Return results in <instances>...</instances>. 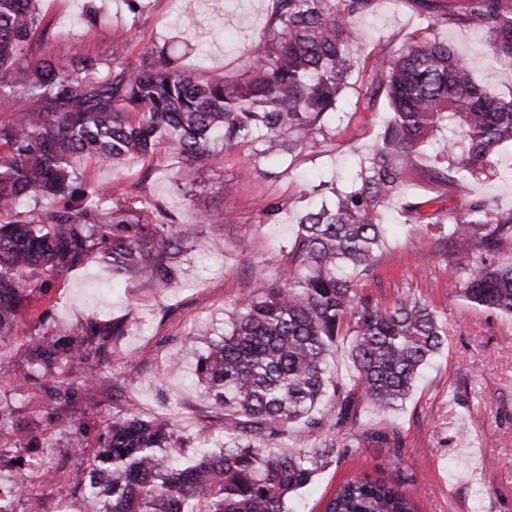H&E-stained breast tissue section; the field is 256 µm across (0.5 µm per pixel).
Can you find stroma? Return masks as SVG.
I'll list each match as a JSON object with an SVG mask.
<instances>
[{
    "label": "stroma",
    "instance_id": "obj_1",
    "mask_svg": "<svg viewBox=\"0 0 512 512\" xmlns=\"http://www.w3.org/2000/svg\"><path fill=\"white\" fill-rule=\"evenodd\" d=\"M146 2L134 17L125 0H97L100 16L89 26L88 0H38L51 27L46 37H34V51L92 56L110 43L114 29L128 26L133 51L164 43L183 51L186 64L233 75L246 52L261 44L274 6V0ZM355 24L363 36L359 79L364 82L379 57L414 36L415 7L412 0H377ZM439 36L468 59L477 80L512 92V58L491 61L484 33L451 24ZM355 106V96H348L343 110L331 117L324 141L277 163L244 146L219 154L205 168L181 166L175 179L167 175L172 161L164 154L134 164L92 165L95 181L149 197L177 222L198 226L196 247L184 257L176 287L161 289L141 278L116 288L91 264L70 272L54 290L58 323L130 321L120 355L106 366L125 379L122 408L144 417L171 412L188 429H209L200 453L229 445L193 367L209 342L223 338L234 304L257 282L281 273L306 197L336 173L352 176L373 150L386 108L359 112ZM192 194L206 201L218 222L198 224L188 203ZM269 199L281 204L271 218L262 212ZM387 221L391 234L360 289L382 306L409 293L419 296L447 318L443 344L402 405L365 416L358 452L320 469L290 505L294 512H322L343 480L367 474L398 484L417 499L421 512H512V317L460 307L449 296L448 261L433 236L404 223L396 210ZM53 390V382L42 381L38 411L21 416L33 447L65 450L72 424L93 434L112 413V397L104 393L91 401L75 395L70 411L58 414ZM376 432L398 433L399 451L373 440Z\"/></svg>",
    "mask_w": 512,
    "mask_h": 512
}]
</instances>
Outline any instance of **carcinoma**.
<instances>
[{"instance_id":"carcinoma-1","label":"carcinoma","mask_w":512,"mask_h":512,"mask_svg":"<svg viewBox=\"0 0 512 512\" xmlns=\"http://www.w3.org/2000/svg\"><path fill=\"white\" fill-rule=\"evenodd\" d=\"M36 0H0V338L23 332L29 346L9 362L0 390V493L13 490L40 512L35 488L50 486L29 450L20 421L27 395L48 378L65 413L76 391L124 397V380L99 365L129 322L54 323L51 290L93 258L114 282L145 277L173 288L179 257L197 225L167 219L147 198L132 201L92 182L83 160L137 162L164 153L204 167L220 153L259 144L280 161L326 137L327 118L348 95L362 110L384 102L389 118L372 154L342 190L305 209L281 276L236 303L230 330L195 366L205 391L234 436L230 448L194 457L171 415L142 418L117 409L90 443L68 432L64 512H290L334 455L357 452L367 410L394 409L446 335L437 312L414 295L380 306L358 279L375 268L386 233L383 210L400 202L417 162L448 186L454 204L417 217L437 228L454 299L512 316V211L474 194L471 183L506 167L512 155V95L478 83L468 60L436 28L454 24L486 32L496 57L512 58V0H413L423 37L380 58L358 81L362 38L354 18L377 0H275L263 43L235 75L185 69L165 48L127 60L131 29H116L95 57L33 56L35 33H47ZM32 105L17 110L19 101ZM450 150L432 151L442 134ZM348 342L344 378L328 375L336 339ZM329 397L332 409L314 407ZM301 424L318 434L314 448L277 453L270 441ZM341 431L351 441L334 438ZM323 512H419L397 487L367 474L347 478Z\"/></svg>"}]
</instances>
